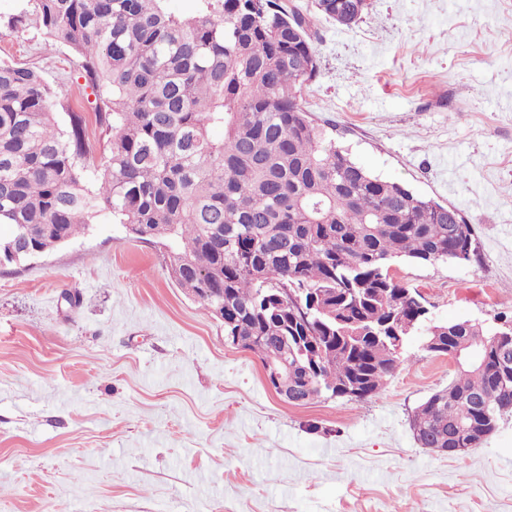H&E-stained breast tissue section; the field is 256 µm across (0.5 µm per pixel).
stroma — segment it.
Masks as SVG:
<instances>
[{
	"label": "stroma",
	"mask_w": 512,
	"mask_h": 512,
	"mask_svg": "<svg viewBox=\"0 0 512 512\" xmlns=\"http://www.w3.org/2000/svg\"><path fill=\"white\" fill-rule=\"evenodd\" d=\"M312 28L315 122L473 226L470 262L393 275L434 320L512 317V0H371ZM68 56L0 32V58L37 62L99 138ZM167 264L105 218L0 266V512H512V416L462 456L415 442L412 410L457 370L420 337L376 398L292 405Z\"/></svg>",
	"instance_id": "35a3bbf8"
}]
</instances>
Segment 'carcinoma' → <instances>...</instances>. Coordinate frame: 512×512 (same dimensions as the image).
<instances>
[{
    "label": "carcinoma",
    "instance_id": "carcinoma-1",
    "mask_svg": "<svg viewBox=\"0 0 512 512\" xmlns=\"http://www.w3.org/2000/svg\"><path fill=\"white\" fill-rule=\"evenodd\" d=\"M29 2L6 27L68 50L112 136L95 163L85 117L69 108L59 126L41 68L0 59V247L33 234L53 250L110 216L162 244L170 277L210 312L224 304V336L263 362L288 360L290 391L335 399L355 387L370 400L418 335L427 352L464 353L411 415L420 447L476 448L512 414V391L475 403L512 377V341L494 340L502 325L437 322L390 273L398 261H470L472 225L373 175L315 123L302 105L320 69L309 14L280 0H196L184 15L168 0ZM355 4L360 22L368 0L314 8L334 20Z\"/></svg>",
    "mask_w": 512,
    "mask_h": 512
}]
</instances>
